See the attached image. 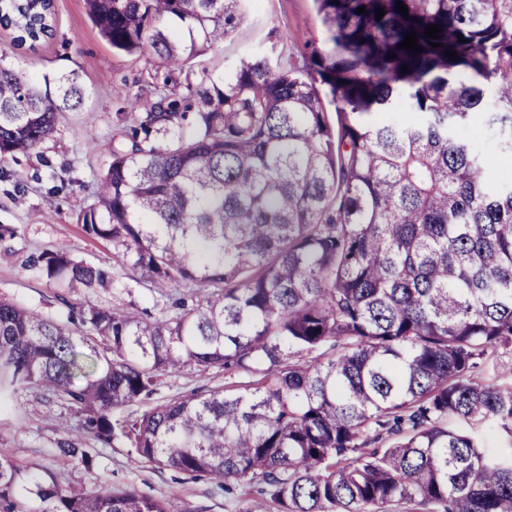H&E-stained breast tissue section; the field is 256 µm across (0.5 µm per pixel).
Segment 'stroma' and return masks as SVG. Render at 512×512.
Segmentation results:
<instances>
[{
  "instance_id": "1",
  "label": "stroma",
  "mask_w": 512,
  "mask_h": 512,
  "mask_svg": "<svg viewBox=\"0 0 512 512\" xmlns=\"http://www.w3.org/2000/svg\"><path fill=\"white\" fill-rule=\"evenodd\" d=\"M48 21L50 35L34 43H17L13 28L0 27L5 65L39 83L78 73L87 96L81 108L60 114L55 132L37 154L4 165L0 225L14 228L15 234L0 240V296L61 322L92 306L134 309L150 321H168L176 314L175 299L203 296L211 285H156L133 269L111 242L86 234L78 221L94 202L96 183L110 160L105 145L122 127L120 113L144 111L154 100L155 84H223L225 72L261 48H276L282 63H301L307 48L323 44L321 19L313 0H259L221 47L175 72L148 53L114 52L88 17L84 0H52ZM55 184L63 191L50 206L45 199ZM46 250L65 252L104 270L110 288H64L48 280L28 265ZM243 379L240 373L188 367L159 377L152 395L116 410L114 416L133 417L177 393ZM82 422L68 406L46 402L38 390L22 389L0 401V448L10 449L19 463L52 473L65 489L92 492L109 485L168 499L175 512H250L254 494L248 486L227 495L208 479L187 480L174 470L156 468L119 435L107 444L86 440L90 464L61 456L57 440L66 432L80 434Z\"/></svg>"
}]
</instances>
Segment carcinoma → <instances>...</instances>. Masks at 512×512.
<instances>
[{"mask_svg":"<svg viewBox=\"0 0 512 512\" xmlns=\"http://www.w3.org/2000/svg\"><path fill=\"white\" fill-rule=\"evenodd\" d=\"M247 2L85 0L113 49L171 70L223 44ZM314 2L326 38L303 67L262 51L221 88L189 84L127 113L81 214L152 282L213 292L164 323L91 307L83 330L1 296L0 398L35 388L84 415L83 439L118 431L160 469L246 483L254 512L268 501L281 512H512V384L471 378L476 360L512 345V180L491 179L512 154V0ZM50 9L0 0V25L35 42ZM429 25L441 27L438 48ZM411 31L424 51L398 47ZM84 96L74 73L43 90L0 64V163L37 149ZM400 103L416 119H387ZM478 114L493 152L454 136ZM29 264L71 286L110 285L64 252ZM191 366L252 380L113 417ZM486 422L496 447L474 432ZM56 448L89 462L82 439ZM0 504L173 512L133 489H62L6 448Z\"/></svg>","mask_w":512,"mask_h":512,"instance_id":"carcinoma-1","label":"carcinoma"}]
</instances>
